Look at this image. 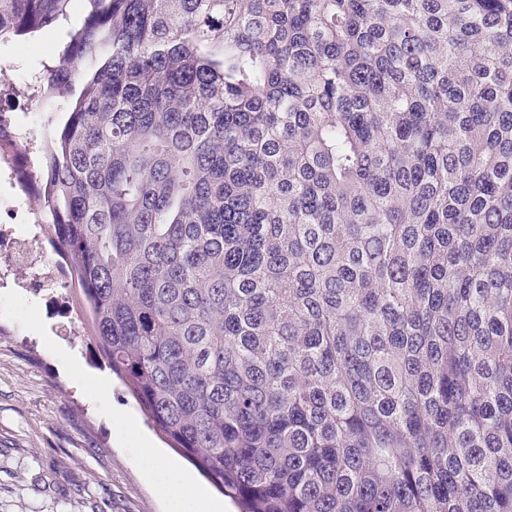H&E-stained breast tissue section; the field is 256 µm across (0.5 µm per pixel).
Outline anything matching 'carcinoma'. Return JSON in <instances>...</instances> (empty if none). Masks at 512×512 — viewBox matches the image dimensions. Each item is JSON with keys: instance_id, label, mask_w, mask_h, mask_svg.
Wrapping results in <instances>:
<instances>
[{"instance_id": "cac0c4a2", "label": "carcinoma", "mask_w": 512, "mask_h": 512, "mask_svg": "<svg viewBox=\"0 0 512 512\" xmlns=\"http://www.w3.org/2000/svg\"><path fill=\"white\" fill-rule=\"evenodd\" d=\"M0 0V94L112 373L245 512H512V0ZM67 39L63 30H51L30 42L0 44V66L6 67L5 75L17 86H24L42 64L51 63L58 57ZM0 105L3 108V112L11 113L15 116H23L26 124V128L30 133V156L32 160L35 159L38 149L42 141V132L44 125L51 120L61 122L65 119L64 112H58L59 106L52 103L43 102L37 99H30L26 95L20 96H2L0 97ZM7 113H2V124L0 122V132L2 129V140L8 141L11 145L16 148H22L18 140L12 133L11 118Z\"/></svg>"}]
</instances>
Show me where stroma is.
<instances>
[{
  "mask_svg": "<svg viewBox=\"0 0 512 512\" xmlns=\"http://www.w3.org/2000/svg\"><path fill=\"white\" fill-rule=\"evenodd\" d=\"M66 38L52 30L26 43H1L0 65L25 85L57 59ZM0 109L24 118L34 152L45 124L65 118L58 106L24 95L0 97ZM42 185L38 179L21 190L12 165L1 162L0 198H20L23 206L0 216V225L36 229ZM38 247L55 264L65 300L49 305L0 282V512H188L186 502L160 493L157 455L189 476L188 492L206 494L219 512H237L232 499L169 447L113 376L70 263L48 235Z\"/></svg>",
  "mask_w": 512,
  "mask_h": 512,
  "instance_id": "obj_1",
  "label": "stroma"
}]
</instances>
